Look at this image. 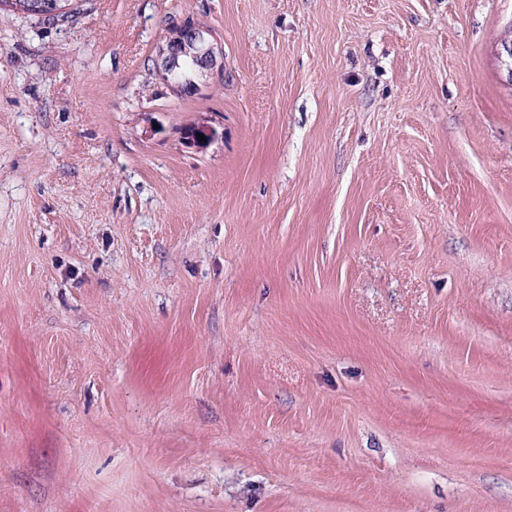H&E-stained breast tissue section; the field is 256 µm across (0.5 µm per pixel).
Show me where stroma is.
Here are the masks:
<instances>
[{
	"instance_id": "obj_1",
	"label": "stroma",
	"mask_w": 512,
	"mask_h": 512,
	"mask_svg": "<svg viewBox=\"0 0 512 512\" xmlns=\"http://www.w3.org/2000/svg\"><path fill=\"white\" fill-rule=\"evenodd\" d=\"M186 23L224 73L182 98ZM510 38L512 0L0 8V512H512ZM33 2H34L33 0H0V5H2V3H4L6 6H9V4H11L12 10H15L21 14H25L29 17H33V18H36L37 20H41V21L59 23L58 20L55 21V20L46 19V18H42V17H47V18L51 17L54 19H58L60 14L64 12L63 9H60L57 5H55L53 3H49V6H47L46 8H44L42 10V12L40 13L41 17H39V16H36L33 14L34 11L31 8V5ZM193 68L187 71L185 64ZM156 68L181 97L195 95L200 79L222 74V52L215 46L207 29L193 24L180 26L166 39L157 53ZM179 133L185 148L203 151L214 139L216 131L208 122L198 121L184 126ZM199 134L204 136V140H199Z\"/></svg>"
}]
</instances>
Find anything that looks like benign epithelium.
Returning a JSON list of instances; mask_svg holds the SVG:
<instances>
[{
	"instance_id": "1",
	"label": "benign epithelium",
	"mask_w": 512,
	"mask_h": 512,
	"mask_svg": "<svg viewBox=\"0 0 512 512\" xmlns=\"http://www.w3.org/2000/svg\"><path fill=\"white\" fill-rule=\"evenodd\" d=\"M156 68L181 97L195 95L200 79L223 73L222 52L209 31L201 26H180L166 39L157 53ZM216 131L204 121L193 122L180 130L181 144L195 151L206 149ZM204 139H199V136Z\"/></svg>"
}]
</instances>
